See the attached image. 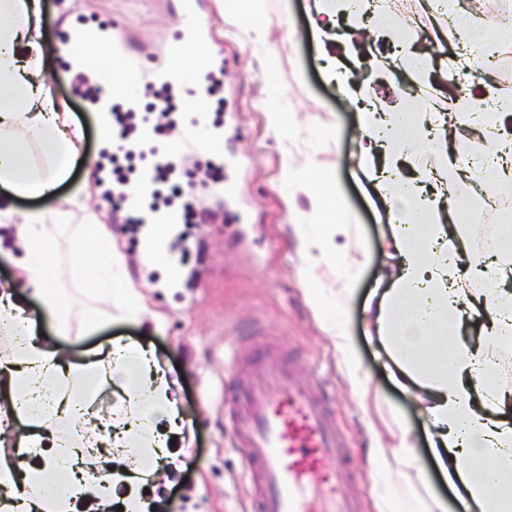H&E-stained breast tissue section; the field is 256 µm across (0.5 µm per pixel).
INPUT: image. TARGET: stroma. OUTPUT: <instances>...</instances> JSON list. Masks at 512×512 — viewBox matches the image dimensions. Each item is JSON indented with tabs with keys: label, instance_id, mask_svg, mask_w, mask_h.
<instances>
[{
	"label": "stroma",
	"instance_id": "1",
	"mask_svg": "<svg viewBox=\"0 0 512 512\" xmlns=\"http://www.w3.org/2000/svg\"><path fill=\"white\" fill-rule=\"evenodd\" d=\"M43 54L56 76L55 94L85 133L81 160L71 168L54 198H18L14 208L52 210L61 198L86 193L87 205L112 233L125 256L123 278L140 293V320L116 308L96 305L88 285L73 279L75 247L68 232L55 235L57 286L70 312L71 333L56 336L53 323L36 300L26 302L35 333L57 340L76 365L105 359L112 344H133L152 352L159 368L179 380L180 424L174 439L181 467L158 502L162 512H250L251 494L244 480L245 459L224 424V386L234 369L226 361L228 342L250 336L255 324L278 335L282 351L301 354L304 381L328 390L333 420L352 448V478L346 490L363 512H376L378 497L403 484L400 469L376 472L371 448L394 447L400 429L415 440L414 457L427 475L431 491L444 499L448 512H465L468 493L443 480L431 456L424 422L413 401L390 380L377 335L368 325L365 303L391 285L394 269L388 215L359 166L360 108L368 101L385 109L403 104L419 111L429 93L440 107L457 97L458 79L448 60L468 47L464 32L450 23L457 0H377L379 12L412 25L423 15L426 38L400 40L384 34L375 20L352 16L336 24V46L352 50L350 32L365 40L352 66L337 64L328 74L320 38L312 27L313 0H255L256 16L220 9L217 0H197V10L211 20L206 40L215 62L224 66V88L211 95L213 129L222 131V156L203 158L188 151L177 175L212 165L227 196L209 190L199 197L174 201L176 210L191 209L193 219L177 224L167 265L141 260L142 233L131 232L112 196L120 185L112 174L121 166L137 181L139 158L113 159L102 143L95 103L104 88L87 74L88 93L77 92L60 54L72 29L118 30L139 62L143 79L137 104L145 106L150 88L160 86L159 72L169 63V49L182 42L186 28L179 0H82L77 18L60 10V0H42ZM488 63L476 78L493 91L512 82V42L491 44ZM425 59L422 72L407 70L405 60ZM279 103L290 128L282 133L270 121V103ZM100 172L87 184L84 161ZM315 169L328 179L330 193L347 210L349 237L335 238L333 255L324 264L309 261L300 246L298 225L312 222L309 198L292 184V173ZM434 190L460 199L464 206L465 251L460 269L485 261L496 252L503 224L512 223V195L499 196L464 177L459 168L442 170ZM351 300L338 317L351 336L366 377L363 396L351 393L347 371L336 344L316 316L311 301L321 294L335 299L339 289ZM98 309L101 319L86 315Z\"/></svg>",
	"mask_w": 512,
	"mask_h": 512
}]
</instances>
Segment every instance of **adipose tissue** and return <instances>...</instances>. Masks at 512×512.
Listing matches in <instances>:
<instances>
[{"label": "adipose tissue", "instance_id": "obj_1", "mask_svg": "<svg viewBox=\"0 0 512 512\" xmlns=\"http://www.w3.org/2000/svg\"><path fill=\"white\" fill-rule=\"evenodd\" d=\"M42 0H0V228L11 237L22 263L19 285H0V338L8 343V364L0 383L10 393L29 392L26 405L14 411L27 421L12 455L0 454V484L22 481V491L0 512H80L83 507L107 512L117 503L123 512H153L157 489L155 458L169 456L170 437L180 431L177 380L160 371L146 350L116 344L110 361L84 367L64 364L63 350L35 338L18 303V292L38 300L58 335L70 333L69 308L57 289L54 231L71 226L78 252L93 250L92 265L76 261L73 275L90 285L97 302L125 308L137 319L140 295L126 280L114 278L125 266L124 255L109 233L75 195L65 208L19 211L12 198L51 194L78 156L83 130L53 93L43 59ZM64 53L73 69L100 70L109 65L113 86L135 85L139 72L112 57V33L83 30ZM209 46L193 42L173 56L169 66L182 84L195 89L190 109L201 113L198 91L209 71ZM455 115L412 112L406 107L363 114L359 144L382 199L395 208L391 233L400 266L393 288L378 301L374 321L393 379L414 394L430 426L432 456L449 484H462L479 512H512V421L502 411L512 406V391L497 381L512 360V292L490 288L475 294L470 280L448 255V244L460 237L458 211L447 197L429 192L438 168L455 166L448 137L485 131L500 149H512V108L493 114L456 103ZM38 145L46 169L35 166L30 151ZM415 159L413 177L400 163ZM299 187L311 200L318 230L301 234L311 262L331 255L334 235L345 232L347 216L330 198L325 182L303 175ZM485 314L483 342L471 346L458 330L469 309ZM111 380L122 395L112 408L105 432L94 429V417L83 398L87 374ZM110 472L103 482L86 480L93 468Z\"/></svg>", "mask_w": 512, "mask_h": 512}]
</instances>
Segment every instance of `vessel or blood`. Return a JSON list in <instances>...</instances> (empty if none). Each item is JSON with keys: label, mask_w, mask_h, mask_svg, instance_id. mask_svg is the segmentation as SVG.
<instances>
[{"label": "vessel or blood", "mask_w": 512, "mask_h": 512, "mask_svg": "<svg viewBox=\"0 0 512 512\" xmlns=\"http://www.w3.org/2000/svg\"><path fill=\"white\" fill-rule=\"evenodd\" d=\"M303 368L272 348L224 394L256 512H361L345 490L351 448L326 395L303 381Z\"/></svg>", "instance_id": "vessel-or-blood-1"}]
</instances>
